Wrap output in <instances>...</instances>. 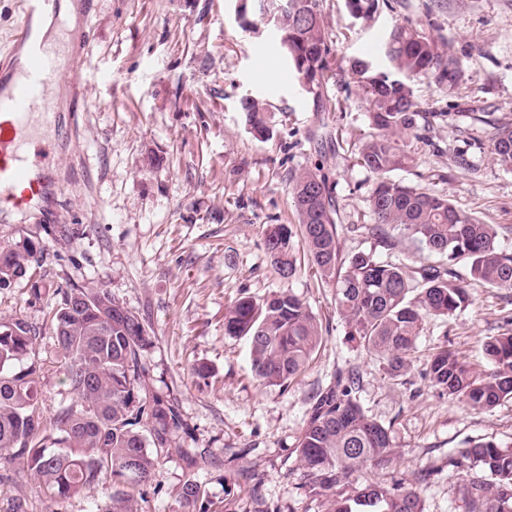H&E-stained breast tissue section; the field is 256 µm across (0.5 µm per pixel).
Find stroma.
<instances>
[{
  "instance_id": "obj_1",
  "label": "stroma",
  "mask_w": 512,
  "mask_h": 512,
  "mask_svg": "<svg viewBox=\"0 0 512 512\" xmlns=\"http://www.w3.org/2000/svg\"><path fill=\"white\" fill-rule=\"evenodd\" d=\"M320 9L334 77L312 89L274 30L254 11L240 13L239 0H100L73 32L89 45L91 106L61 112L48 135L58 193L47 216L0 221V248L26 238L48 248L37 270L46 286L40 303L29 305L20 286L0 294V316L41 329L45 417L69 396L44 327L56 288H107L151 328L155 344L142 357L149 390L175 400L187 454L161 459V490L149 494L146 512H182L179 492L190 478L204 485L211 512H324L303 485L296 448L314 396L340 369L358 373V399L391 427L398 451L392 468L359 471L358 484L401 482L418 489L424 512H467L459 493L466 472L449 457L476 442L512 445L511 402L475 409L440 396L424 377L428 355L444 347L488 370L483 344L512 328V289L471 283L469 307L428 320L411 368L394 378L348 341L332 284L306 264L280 278L263 247L268 225L296 221L287 172L317 168L334 186L342 257L365 251L411 269L439 264L410 242L391 248L360 228L374 178L356 157L373 130L350 64L410 21L460 61L461 77L452 88L413 81L424 109L447 119L404 136L414 162L397 177L512 227V173L493 162L491 127L472 118L490 112L512 123V0H388L369 19L353 18L345 0H320ZM246 96L268 103L269 140L246 131ZM275 291L302 299L322 332L305 372L282 387L258 382L248 338L224 333V312L238 298ZM200 364L208 378L196 374ZM19 500L26 512L94 508L81 492L48 502L33 476L0 461V512Z\"/></svg>"
}]
</instances>
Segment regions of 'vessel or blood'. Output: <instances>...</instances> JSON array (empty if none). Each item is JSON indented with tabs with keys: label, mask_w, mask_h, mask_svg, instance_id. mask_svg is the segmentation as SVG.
<instances>
[{
	"label": "vessel or blood",
	"mask_w": 512,
	"mask_h": 512,
	"mask_svg": "<svg viewBox=\"0 0 512 512\" xmlns=\"http://www.w3.org/2000/svg\"><path fill=\"white\" fill-rule=\"evenodd\" d=\"M62 0H19L14 53L22 58L8 74L0 73V217L38 214L52 191V179L35 153L36 129L55 128L59 109L54 87L67 85L74 112L86 111L82 66L63 64V39H48L44 19L59 16Z\"/></svg>",
	"instance_id": "obj_1"
}]
</instances>
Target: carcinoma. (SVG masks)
<instances>
[{
    "label": "carcinoma",
    "instance_id": "cac0c4a2",
    "mask_svg": "<svg viewBox=\"0 0 512 512\" xmlns=\"http://www.w3.org/2000/svg\"><path fill=\"white\" fill-rule=\"evenodd\" d=\"M299 2L296 12L274 16L270 23L297 76L320 86L333 78L320 4ZM346 6L353 16L369 18L380 3L346 0ZM380 53L385 71L377 69L372 57L351 65L375 130L359 148L357 164L377 182L367 198L370 223L353 224L350 230L365 229L389 247L396 245V237H406L417 248L446 258L448 265L408 271L366 252L341 259L328 177L302 168L291 173L289 182L304 258L333 283L336 309L350 339L381 357L397 377L409 367L427 320L448 319L471 304L468 279L512 289V252L501 247L496 225L458 210L446 195L390 178L412 164L399 137L430 127L436 118L415 98L413 80L426 77L438 87H451L460 66L412 24L394 26ZM240 108L249 133L259 139L272 135L267 103L246 96ZM491 125L493 159L511 173L512 126ZM294 237L286 224L272 225L264 237V250L283 279L298 271ZM46 254V247L31 239L1 249L0 290L23 283L28 302L39 303L43 285L37 268ZM460 261L469 268L467 279L454 268ZM56 295L47 323L72 398L60 402L51 419L44 418L37 389L42 369L37 329L22 317L1 316L0 459L20 462L50 502L80 491L94 495L108 484L107 501L95 512H138L137 501L147 502L144 487L156 480L159 460L179 449L182 430L172 400L147 391L142 355L154 337L106 288L71 286L57 289ZM224 333L249 338L254 374L269 386H285L299 376L322 340L316 316L290 292H275L260 302L239 298L224 314ZM484 354L491 365L487 373L474 371L454 351L432 352L426 378L439 393L474 408L512 401V333L488 338ZM357 385L354 371L340 369L316 395L296 448L304 486L325 498L326 512H423L414 487L352 486L360 469H385L396 460L390 428L366 414ZM452 463L467 469L460 492L468 512H512L509 446L475 443L461 449ZM180 501L184 512H209L207 492L196 480L184 482Z\"/></svg>",
    "mask_w": 512,
    "mask_h": 512
}]
</instances>
